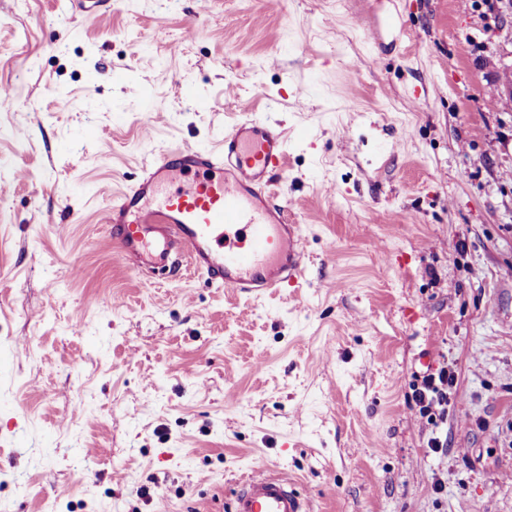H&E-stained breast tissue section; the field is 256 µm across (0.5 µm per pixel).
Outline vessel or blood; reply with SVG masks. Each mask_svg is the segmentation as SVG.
<instances>
[{"label": "vessel or blood", "instance_id": "vessel-or-blood-1", "mask_svg": "<svg viewBox=\"0 0 512 512\" xmlns=\"http://www.w3.org/2000/svg\"><path fill=\"white\" fill-rule=\"evenodd\" d=\"M288 151L267 115L243 117L220 152L184 145L161 152L111 199L108 236L140 274L160 276L175 259L211 287L234 294L296 284L305 271L300 225L274 190ZM230 512H308L288 477L256 465Z\"/></svg>", "mask_w": 512, "mask_h": 512}]
</instances>
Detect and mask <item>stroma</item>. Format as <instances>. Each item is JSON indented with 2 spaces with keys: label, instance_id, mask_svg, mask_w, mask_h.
<instances>
[{
  "label": "stroma",
  "instance_id": "stroma-1",
  "mask_svg": "<svg viewBox=\"0 0 512 512\" xmlns=\"http://www.w3.org/2000/svg\"><path fill=\"white\" fill-rule=\"evenodd\" d=\"M510 65L512 0H0V512H226L260 461L310 512H512ZM245 112L288 140L304 280L135 273L110 192ZM454 371L448 365L418 376L413 383V401L421 418L431 419L439 412L444 417L448 411V386L454 381Z\"/></svg>",
  "mask_w": 512,
  "mask_h": 512
}]
</instances>
